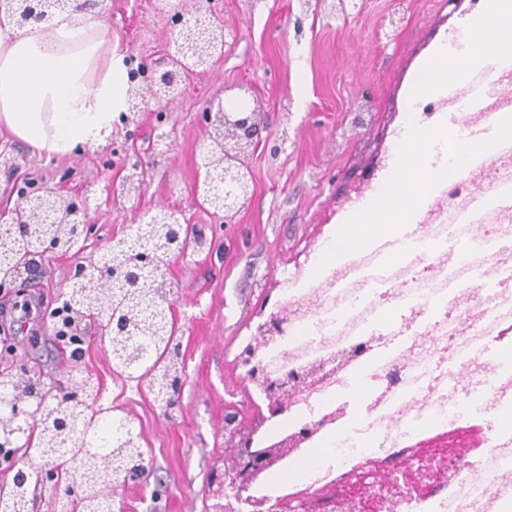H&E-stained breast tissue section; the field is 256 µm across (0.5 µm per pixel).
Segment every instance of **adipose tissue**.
Returning <instances> with one entry per match:
<instances>
[{
  "mask_svg": "<svg viewBox=\"0 0 512 512\" xmlns=\"http://www.w3.org/2000/svg\"><path fill=\"white\" fill-rule=\"evenodd\" d=\"M130 71L115 54L102 24L72 7L24 28L0 21V125L47 154L66 155L98 145L127 110ZM437 131L411 122L398 154V171L414 194L425 188L419 165ZM374 205L356 211L337 236L326 262L380 231Z\"/></svg>",
  "mask_w": 512,
  "mask_h": 512,
  "instance_id": "adipose-tissue-1",
  "label": "adipose tissue"
}]
</instances>
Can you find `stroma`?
Instances as JSON below:
<instances>
[{"instance_id":"stroma-1","label":"stroma","mask_w":512,"mask_h":512,"mask_svg":"<svg viewBox=\"0 0 512 512\" xmlns=\"http://www.w3.org/2000/svg\"><path fill=\"white\" fill-rule=\"evenodd\" d=\"M174 2L112 0L104 32L133 68L164 55ZM357 3L342 17L328 0H219L222 54L189 77L181 99L165 108L164 124H156L149 108L138 126L111 134L140 152L146 171L140 195L110 185L121 164L100 148L48 157L0 127V226L9 224L20 188L60 182L66 197L85 199L96 226L87 252L102 253L160 205L182 211L186 223L215 241L211 256L170 265L184 359L179 408L170 420L160 415L146 384L115 374L91 317L76 323L83 357H72L71 343L41 334L55 310L51 297L69 289L76 254H46L35 271L0 294V327L7 329L17 296L39 299L34 336L0 345V371L28 369L48 387L92 376L103 401L140 432L149 475L116 492L126 512H206L208 482L223 467L226 404L236 406L246 428L261 415L235 365L241 337L254 326L272 281L283 280L308 249L319 248L329 228L348 223L384 180L388 170L375 167V158L391 156L417 72L473 18L449 0ZM243 87L263 112L269 139L246 159L252 197L228 238L223 215L195 200L196 159L209 102L234 98Z\"/></svg>"}]
</instances>
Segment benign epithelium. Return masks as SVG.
<instances>
[{
  "instance_id": "1",
  "label": "benign epithelium",
  "mask_w": 512,
  "mask_h": 512,
  "mask_svg": "<svg viewBox=\"0 0 512 512\" xmlns=\"http://www.w3.org/2000/svg\"><path fill=\"white\" fill-rule=\"evenodd\" d=\"M46 2L25 0L23 18L17 26L23 28L38 24L46 20L52 11L65 5V0H52V5L47 8ZM108 2L82 0L77 11L89 12L107 21L110 19ZM171 19L178 23V27L173 29L168 41L165 54L168 68L162 71L152 67L142 69L143 81L134 86L139 93L132 107L134 112H141L152 103L163 107L176 102L183 94L184 78L208 66L216 53L223 50L224 27L215 20L212 11H204L197 5L179 8L172 13ZM204 122L207 140L202 147L199 164L203 180L196 186V200L213 212L231 218L239 211L238 192L248 188L249 179L237 163L224 160V155L232 156L245 148L255 149L266 127L257 106L243 97L228 104L219 101L211 105L204 113ZM133 156L135 160L128 159L123 165V169L130 170L122 176V191L127 194L140 192L142 183L138 152H133ZM39 224H57L59 230L39 237L34 251L36 257L47 253H77L83 250L95 231L87 205L65 198L58 187L48 184L33 194L21 197L14 209L12 233L23 239ZM134 227L131 236L112 241L98 259L74 266L70 291L58 296L70 322H75L86 309L98 321L102 335L129 336L131 332L108 314L112 285L121 283L137 288L147 281L162 278L166 295L157 308L165 313L174 304L168 273L171 261L212 251V244L207 241L205 233L191 224L182 223L180 212L169 207L163 206L154 215L140 217ZM127 249L134 255L132 260L120 265L106 260L107 254ZM92 398L85 384L59 389L53 395L55 402L77 407L86 405ZM48 409L45 393H27L17 399H9L6 412L0 415V447L16 446L18 435L44 420ZM224 427L235 434L238 452L226 463L224 472L211 479L209 498L213 500L212 512H239V487L265 457L251 446V431L242 429L235 411L230 409L225 413ZM102 467L106 474L100 475L99 493L110 500L115 490L112 462H104Z\"/></svg>"
}]
</instances>
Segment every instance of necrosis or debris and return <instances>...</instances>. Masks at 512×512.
<instances>
[{"mask_svg":"<svg viewBox=\"0 0 512 512\" xmlns=\"http://www.w3.org/2000/svg\"><path fill=\"white\" fill-rule=\"evenodd\" d=\"M415 97L409 112H454L459 131L490 127L487 152L461 162L428 151L432 178L414 242L375 278L370 255L346 258L278 308L287 333L242 340L252 402L288 389L285 462L305 480L267 502L323 500L327 512H512V68ZM367 388L361 417L345 393Z\"/></svg>","mask_w":512,"mask_h":512,"instance_id":"4bbe7bcc","label":"necrosis or debris"}]
</instances>
